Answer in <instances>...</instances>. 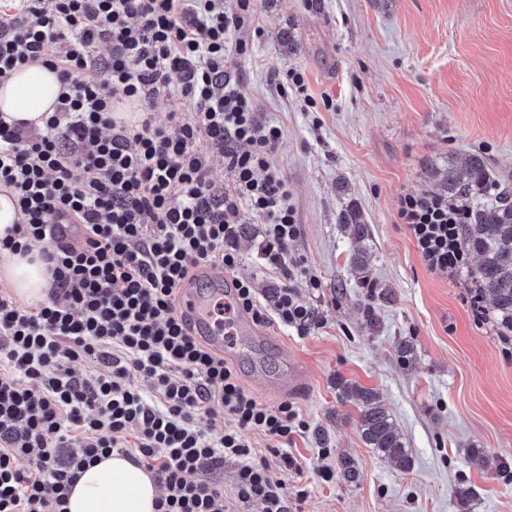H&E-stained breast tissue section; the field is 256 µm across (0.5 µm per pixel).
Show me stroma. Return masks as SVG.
Returning a JSON list of instances; mask_svg holds the SVG:
<instances>
[{
    "instance_id": "obj_1",
    "label": "stroma",
    "mask_w": 512,
    "mask_h": 512,
    "mask_svg": "<svg viewBox=\"0 0 512 512\" xmlns=\"http://www.w3.org/2000/svg\"><path fill=\"white\" fill-rule=\"evenodd\" d=\"M262 31L235 77L261 120L283 136L275 161L288 182L301 234L288 245L322 286H292L322 325L305 334L268 325L306 371L302 388L255 391L268 408L290 402L308 429L287 447L299 468L275 478L300 512H512V351L497 323H475L459 282L427 269L396 219L404 194H438L431 167L481 152L512 184V0H256ZM304 74L307 111L284 93ZM355 205L371 228L369 264L357 273L337 215ZM238 275L270 288L260 220L247 214ZM415 349L402 362L397 346ZM350 381L379 390L412 450L395 469L363 441ZM361 479L336 472L341 455ZM332 470L324 480L322 470Z\"/></svg>"
}]
</instances>
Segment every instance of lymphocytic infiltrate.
Masks as SVG:
<instances>
[{
  "mask_svg": "<svg viewBox=\"0 0 512 512\" xmlns=\"http://www.w3.org/2000/svg\"><path fill=\"white\" fill-rule=\"evenodd\" d=\"M17 2L0 15V82L43 64L62 90L43 131L0 116V185L21 214L0 251L39 249L50 274L45 302L0 291V512H68L84 467L110 453L151 474L156 512H224L216 474L228 459L239 502L288 512L285 482L249 435L289 469L282 447L306 422L292 404L258 402L179 307L208 264L231 274L232 308L254 321L301 333L320 322L289 285L321 282L286 253L301 226L273 161L282 131L259 121L235 78L254 0ZM172 97L177 108L155 120L150 106ZM247 213L263 221L266 270L284 281L267 305L236 274ZM397 217L431 271L468 272L467 203L406 194Z\"/></svg>",
  "mask_w": 512,
  "mask_h": 512,
  "instance_id": "obj_1",
  "label": "lymphocytic infiltrate"
}]
</instances>
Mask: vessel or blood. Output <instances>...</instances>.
Instances as JSON below:
<instances>
[{
	"label": "vessel or blood",
	"instance_id": "obj_1",
	"mask_svg": "<svg viewBox=\"0 0 512 512\" xmlns=\"http://www.w3.org/2000/svg\"><path fill=\"white\" fill-rule=\"evenodd\" d=\"M197 273L202 285L186 288L182 308L211 348L223 353L225 359L236 361L247 351L273 345V336L260 329L250 314L243 312L228 320L223 318L222 307L229 297L224 291L222 269L203 265ZM254 364V379L258 385L273 381L278 391L285 393L300 388L305 381V373L294 358L281 359L278 371L273 374L262 359H255Z\"/></svg>",
	"mask_w": 512,
	"mask_h": 512
}]
</instances>
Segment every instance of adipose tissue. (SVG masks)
<instances>
[{
  "mask_svg": "<svg viewBox=\"0 0 512 512\" xmlns=\"http://www.w3.org/2000/svg\"><path fill=\"white\" fill-rule=\"evenodd\" d=\"M61 84L56 71L41 64L19 68L0 84V112L40 130L52 111ZM0 284L23 302L45 296L48 275L37 253L0 257ZM157 488L149 475L126 458L112 454L87 467L73 486L68 512H155Z\"/></svg>",
  "mask_w": 512,
  "mask_h": 512,
  "instance_id": "1",
  "label": "adipose tissue"
}]
</instances>
